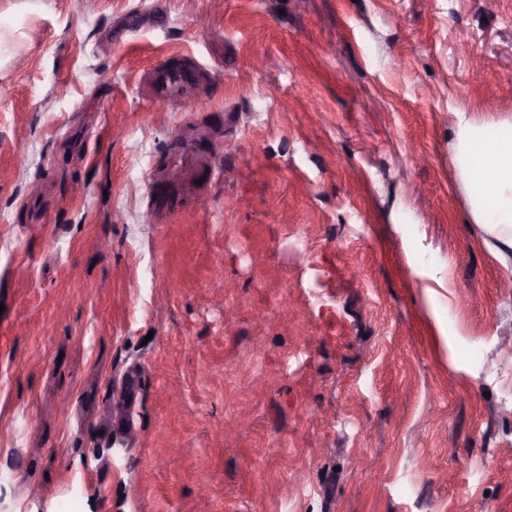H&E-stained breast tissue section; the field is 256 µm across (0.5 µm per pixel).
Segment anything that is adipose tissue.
<instances>
[{"label":"adipose tissue","mask_w":512,"mask_h":512,"mask_svg":"<svg viewBox=\"0 0 512 512\" xmlns=\"http://www.w3.org/2000/svg\"><path fill=\"white\" fill-rule=\"evenodd\" d=\"M448 150L474 224L504 267H512V120L460 116Z\"/></svg>","instance_id":"ef3b65f1"}]
</instances>
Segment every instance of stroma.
Here are the masks:
<instances>
[{"instance_id": "35a3bbf8", "label": "stroma", "mask_w": 512, "mask_h": 512, "mask_svg": "<svg viewBox=\"0 0 512 512\" xmlns=\"http://www.w3.org/2000/svg\"><path fill=\"white\" fill-rule=\"evenodd\" d=\"M477 112L512 0H0V512H512ZM195 72L182 66H162L155 71L154 99L158 103L174 105L182 100L184 89L195 81Z\"/></svg>"}]
</instances>
